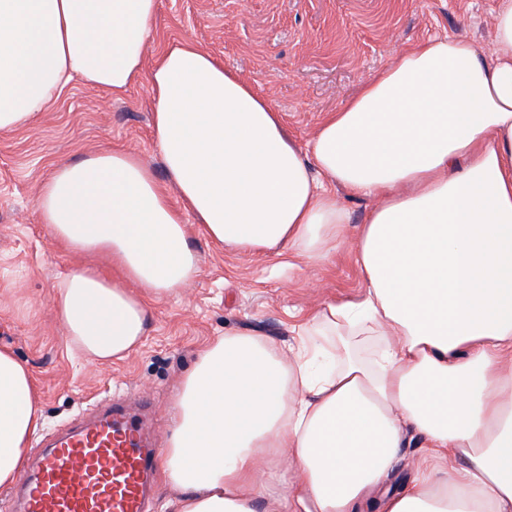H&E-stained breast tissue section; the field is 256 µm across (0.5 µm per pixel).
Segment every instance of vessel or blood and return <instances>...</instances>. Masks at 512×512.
<instances>
[{
	"label": "vessel or blood",
	"mask_w": 512,
	"mask_h": 512,
	"mask_svg": "<svg viewBox=\"0 0 512 512\" xmlns=\"http://www.w3.org/2000/svg\"><path fill=\"white\" fill-rule=\"evenodd\" d=\"M161 448L113 407L35 456L13 512H150Z\"/></svg>",
	"instance_id": "vessel-or-blood-1"
}]
</instances>
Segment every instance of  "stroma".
I'll list each match as a JSON object with an SVG mask.
<instances>
[{
    "label": "stroma",
    "instance_id": "1",
    "mask_svg": "<svg viewBox=\"0 0 512 512\" xmlns=\"http://www.w3.org/2000/svg\"><path fill=\"white\" fill-rule=\"evenodd\" d=\"M496 7L497 0H158L146 61L170 43L194 41L267 97L303 146L324 113L342 108L408 44L441 33L490 43ZM112 148L139 156L167 184L147 80L118 99L73 80L38 122L0 132V349L32 374L41 425L27 446L31 455L111 403L151 420L159 444H167L176 393L206 344L233 331L289 344L323 305L363 292L354 236L329 261L309 265L216 245L191 222L197 277L152 304L138 349L121 360H91L69 342L54 299L69 272L108 276L112 259L55 240L36 200L56 166Z\"/></svg>",
    "mask_w": 512,
    "mask_h": 512
}]
</instances>
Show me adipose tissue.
I'll use <instances>...</instances> for the list:
<instances>
[{
	"label": "adipose tissue",
	"mask_w": 512,
	"mask_h": 512,
	"mask_svg": "<svg viewBox=\"0 0 512 512\" xmlns=\"http://www.w3.org/2000/svg\"><path fill=\"white\" fill-rule=\"evenodd\" d=\"M157 0H0V131L38 121L73 78L123 96L148 78L170 190L133 153L58 166L37 210L67 247L105 252L55 297L98 361L141 345L150 304L199 268L184 223L243 253L317 264L343 243L333 186L377 203L358 230L360 301L327 304L280 350L218 338L175 397L162 467L177 512H512V0L491 49L404 48L306 147L269 100L189 40L154 65ZM40 426L31 374L0 350V486ZM423 452L387 487L408 438ZM284 454L286 487L257 482Z\"/></svg>",
	"instance_id": "adipose-tissue-1"
}]
</instances>
